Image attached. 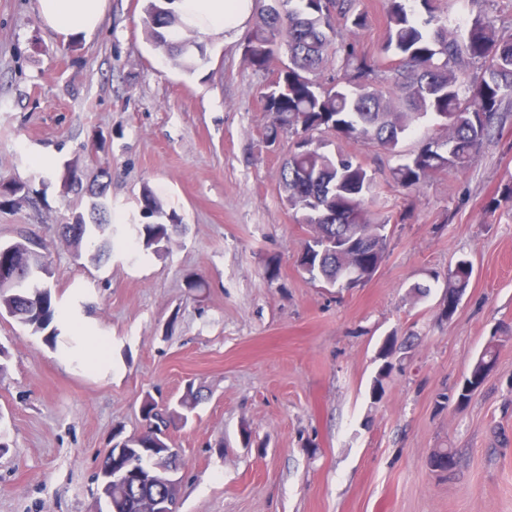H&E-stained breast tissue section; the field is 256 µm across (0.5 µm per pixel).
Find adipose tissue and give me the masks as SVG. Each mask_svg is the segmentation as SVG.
Returning <instances> with one entry per match:
<instances>
[{"label": "adipose tissue", "mask_w": 512, "mask_h": 512, "mask_svg": "<svg viewBox=\"0 0 512 512\" xmlns=\"http://www.w3.org/2000/svg\"><path fill=\"white\" fill-rule=\"evenodd\" d=\"M181 12L207 34L232 37L250 16L254 0H181ZM45 24L61 37H93L105 10L104 0H38Z\"/></svg>", "instance_id": "adipose-tissue-1"}]
</instances>
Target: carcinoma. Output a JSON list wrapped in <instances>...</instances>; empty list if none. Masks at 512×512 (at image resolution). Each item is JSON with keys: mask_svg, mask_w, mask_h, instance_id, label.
<instances>
[{"mask_svg": "<svg viewBox=\"0 0 512 512\" xmlns=\"http://www.w3.org/2000/svg\"><path fill=\"white\" fill-rule=\"evenodd\" d=\"M256 17L244 43V57L258 71L269 70L280 54L288 62L278 69L275 82L262 92L264 110L271 116L272 138L288 131V159L280 171L281 199L300 224L309 228L300 266L312 281L327 280L338 288L360 268L375 272L387 250L389 214L378 201L376 172L357 155L325 150L333 136L361 142L382 152L401 156L402 141L424 117L437 121L438 135L428 138L415 152L402 156L390 171L395 185L417 191L430 178L462 171L474 161L500 118L504 100L512 99V35L482 9L486 0H466L476 11L464 33L448 30L439 0H384L385 37L379 52L360 47L358 36L368 23L358 0H255ZM148 41L168 53L174 64L190 72L196 65L192 49L203 52L192 39L178 38L186 28L176 0H148L143 19ZM332 65L336 75L323 79L321 71ZM140 204L149 221L133 225L147 248H160L178 230L182 220L168 211L149 188ZM89 208L86 224H63L67 241H93L91 259L101 261L111 244L112 225ZM43 243L28 235L0 250V316H8L35 333H47L57 345L60 325L71 318L52 303L51 291L25 299L12 276L20 257ZM472 264L466 259L448 271L450 318L469 285ZM396 353L385 343V359L372 386L379 397L394 368ZM194 392L188 390L177 406L162 408L150 396L142 404L145 425L122 438L127 448H161L170 426L185 424L192 411ZM455 453L438 448L429 457L431 469L444 475L452 470L448 459ZM158 489L131 493L121 483L108 488L107 508L119 512H151L150 501Z\"/></svg>", "mask_w": 512, "mask_h": 512, "instance_id": "1", "label": "carcinoma"}]
</instances>
